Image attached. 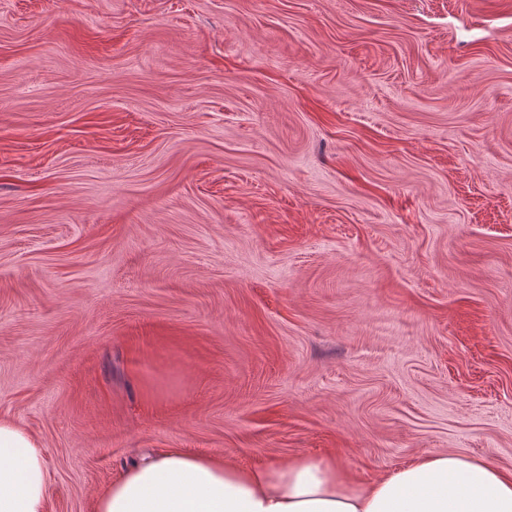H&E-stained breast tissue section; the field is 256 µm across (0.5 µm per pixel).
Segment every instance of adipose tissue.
<instances>
[{
	"instance_id": "1",
	"label": "adipose tissue",
	"mask_w": 512,
	"mask_h": 512,
	"mask_svg": "<svg viewBox=\"0 0 512 512\" xmlns=\"http://www.w3.org/2000/svg\"><path fill=\"white\" fill-rule=\"evenodd\" d=\"M47 504L42 446L1 418L0 512H47ZM96 512H512V476L456 451L425 453L358 484L331 455L245 468L173 450L127 468Z\"/></svg>"
}]
</instances>
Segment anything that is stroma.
<instances>
[{"label": "stroma", "mask_w": 512, "mask_h": 512, "mask_svg": "<svg viewBox=\"0 0 512 512\" xmlns=\"http://www.w3.org/2000/svg\"><path fill=\"white\" fill-rule=\"evenodd\" d=\"M0 417L512 473V0H0Z\"/></svg>", "instance_id": "stroma-1"}]
</instances>
